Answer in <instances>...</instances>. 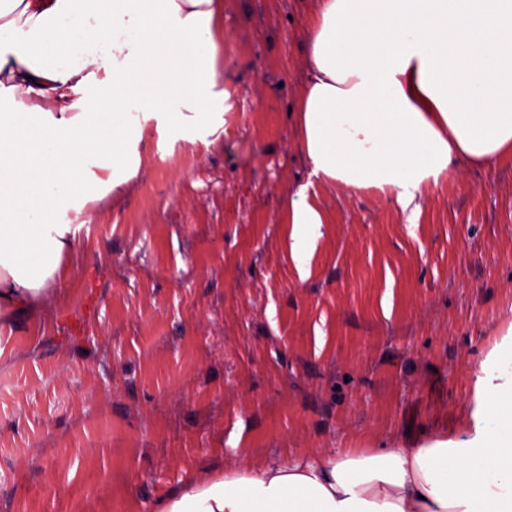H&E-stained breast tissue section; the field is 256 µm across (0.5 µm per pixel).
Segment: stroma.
I'll return each mask as SVG.
<instances>
[{
  "label": "stroma",
  "instance_id": "1",
  "mask_svg": "<svg viewBox=\"0 0 512 512\" xmlns=\"http://www.w3.org/2000/svg\"><path fill=\"white\" fill-rule=\"evenodd\" d=\"M223 2V136L150 131L56 296L0 337V512H157L230 463L464 440L481 367L512 372V160L413 211L313 177L293 106L317 0ZM288 221L306 228H314L318 224H322L320 212L313 206L309 205L302 196L298 200H292L288 207Z\"/></svg>",
  "mask_w": 512,
  "mask_h": 512
}]
</instances>
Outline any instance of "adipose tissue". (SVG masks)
Listing matches in <instances>:
<instances>
[{"label": "adipose tissue", "instance_id": "obj_1", "mask_svg": "<svg viewBox=\"0 0 512 512\" xmlns=\"http://www.w3.org/2000/svg\"><path fill=\"white\" fill-rule=\"evenodd\" d=\"M296 111L313 175L409 207L512 159V0H319ZM222 0H0V333L67 278L71 214L139 174L150 124L218 131ZM466 442L187 481L158 512H512V374Z\"/></svg>", "mask_w": 512, "mask_h": 512}]
</instances>
